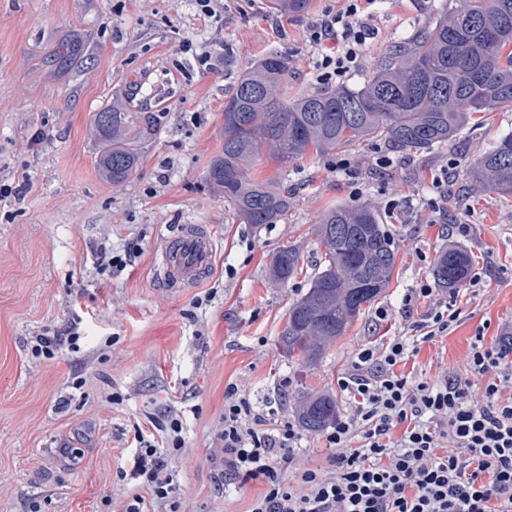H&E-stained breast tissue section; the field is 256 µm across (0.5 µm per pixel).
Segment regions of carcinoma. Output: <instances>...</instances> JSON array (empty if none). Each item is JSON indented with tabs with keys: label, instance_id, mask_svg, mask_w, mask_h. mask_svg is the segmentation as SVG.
<instances>
[{
	"label": "carcinoma",
	"instance_id": "cac0c4a2",
	"mask_svg": "<svg viewBox=\"0 0 512 512\" xmlns=\"http://www.w3.org/2000/svg\"><path fill=\"white\" fill-rule=\"evenodd\" d=\"M430 30L397 45L359 88L339 86L315 95L288 98V59L276 52L244 71L224 102L223 145L205 174L207 183L245 224L283 220L288 193L253 175L263 157L279 169L313 150L317 154L381 139L408 151L447 143L475 112L512 104V0H459ZM281 14L308 11L310 0H271ZM89 136L98 145L101 181L126 187L142 161V145L154 134L150 115L129 98H118L90 118ZM473 182L512 195V134L499 138L469 165ZM315 235L323 252L305 294L292 303L279 334L289 358L316 363L343 336L361 311L389 287L396 255L374 208L326 211ZM294 246L279 249L269 277L288 284L300 270ZM438 287L455 290L468 280L470 258L450 246L433 267ZM300 426L320 432L336 421V399L308 395L297 408Z\"/></svg>",
	"mask_w": 512,
	"mask_h": 512
}]
</instances>
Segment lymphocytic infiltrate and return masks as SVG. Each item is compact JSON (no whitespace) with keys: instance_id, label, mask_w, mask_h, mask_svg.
<instances>
[{"instance_id":"1","label":"lymphocytic infiltrate","mask_w":512,"mask_h":512,"mask_svg":"<svg viewBox=\"0 0 512 512\" xmlns=\"http://www.w3.org/2000/svg\"><path fill=\"white\" fill-rule=\"evenodd\" d=\"M315 25L322 80L345 79L365 42L376 0H343ZM414 353L407 336L366 346L337 380L350 400L325 435L329 470L295 466L297 427L268 419L235 386L224 393V472L265 487L251 512H512V344L475 337L466 358L485 378L480 399L454 378L397 372ZM142 493L124 512H182L175 473L154 440L138 434Z\"/></svg>"}]
</instances>
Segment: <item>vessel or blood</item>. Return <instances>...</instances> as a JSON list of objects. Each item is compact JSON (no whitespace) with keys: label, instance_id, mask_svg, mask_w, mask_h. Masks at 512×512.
Returning a JSON list of instances; mask_svg holds the SVG:
<instances>
[{"label":"vessel or blood","instance_id":"obj_1","mask_svg":"<svg viewBox=\"0 0 512 512\" xmlns=\"http://www.w3.org/2000/svg\"><path fill=\"white\" fill-rule=\"evenodd\" d=\"M214 233L208 224H185L174 238H161L160 275L171 288H186L205 280L213 267Z\"/></svg>","mask_w":512,"mask_h":512}]
</instances>
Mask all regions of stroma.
<instances>
[{"mask_svg": "<svg viewBox=\"0 0 512 512\" xmlns=\"http://www.w3.org/2000/svg\"><path fill=\"white\" fill-rule=\"evenodd\" d=\"M455 5L380 0L346 86L364 84L395 45ZM342 6L311 0L292 18L267 0H215V16L203 19L194 0H0V184L11 188L0 198V476L10 481L0 512H119L140 488L135 437L153 417L182 424L180 449L163 453L185 512H249L261 483L216 484L226 387L274 421H295L302 397L318 392L335 394L343 414L350 402L338 377L360 348L398 333L415 342L406 372L456 376L481 395L484 378L466 367L470 345L512 332V196L471 184L467 166L490 140L512 134V105L475 114L445 145L412 155L374 139L307 153L284 173L262 158L257 175L294 199L276 224L241 223L205 180L222 147L225 96L242 70L277 49L288 57L289 97L327 89L308 33ZM136 83L156 134L115 192L99 178L87 126ZM366 202L392 238L390 286L320 361L288 360L278 334L320 259L314 226L329 208ZM449 221L469 225L468 234L449 235ZM182 224L215 226V267L201 285L172 290L159 280L154 246ZM451 244L469 253L480 282L438 290L458 318L426 342L414 325L428 305L407 316L402 298L431 281ZM104 245L132 251L131 266L104 269ZM291 245L302 270L274 283L270 258ZM382 307L388 320L375 315ZM75 321L76 349L32 355L43 329ZM64 446L69 455H60Z\"/></svg>", "mask_w": 512, "mask_h": 512, "instance_id": "1", "label": "stroma"}]
</instances>
